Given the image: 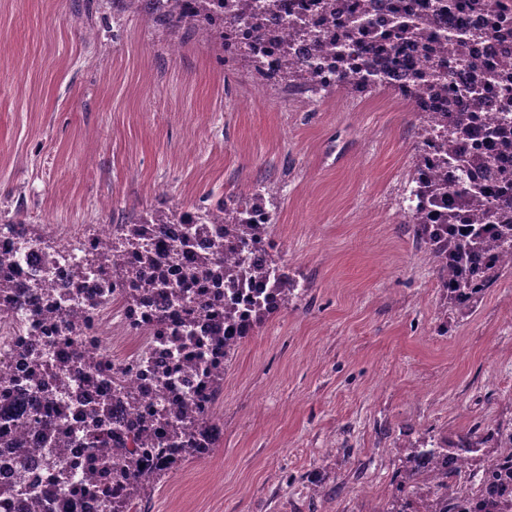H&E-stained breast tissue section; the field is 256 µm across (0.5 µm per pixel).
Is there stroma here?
Instances as JSON below:
<instances>
[{"label": "stroma", "mask_w": 512, "mask_h": 512, "mask_svg": "<svg viewBox=\"0 0 512 512\" xmlns=\"http://www.w3.org/2000/svg\"><path fill=\"white\" fill-rule=\"evenodd\" d=\"M219 53L117 0H0V211L122 224L275 185L274 254L306 290L229 359L218 451L142 506L381 512L400 444L512 421V272L444 313L403 218L414 102L265 87Z\"/></svg>", "instance_id": "1"}]
</instances>
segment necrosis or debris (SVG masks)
Listing matches in <instances>:
<instances>
[{
    "label": "necrosis or debris",
    "instance_id": "obj_1",
    "mask_svg": "<svg viewBox=\"0 0 512 512\" xmlns=\"http://www.w3.org/2000/svg\"><path fill=\"white\" fill-rule=\"evenodd\" d=\"M397 10L432 18L429 42L405 45L385 40ZM299 13L327 42L339 38L347 25L346 13L334 0H280L275 10L236 25L226 57L235 58L239 46L250 44L261 48L271 70L286 63L307 80L335 81L348 65L334 51L289 41L291 22ZM363 21L376 34L369 42L370 57L378 60L390 52L397 58L396 64L378 69V85L403 89L422 71L448 85V97L426 95L419 111H468V90L477 81L473 59L498 73L500 85L483 93L477 121L481 130L497 127L505 104L512 103V12L495 18L464 0H373ZM478 29L484 30L483 38H473ZM112 230L109 224H80L68 232L59 226L29 224L21 235L0 233V258L16 273L15 287L0 289V380L9 382L11 391L23 394L26 401L51 402L59 425L50 435L23 431L30 450L25 465H17L11 451L0 448V484L23 477L31 512H44L41 492L48 483L57 482L65 491L85 482L89 457L134 454L142 460L135 476L146 482L160 466L183 456L180 444L140 448L135 439L157 409L186 405L202 391L207 383L203 367L224 364L223 345L208 339L207 317H197L191 325L196 336L208 342L201 358L180 349L179 336L155 334L161 305L174 314L188 306V299L166 290L132 302L127 289L109 288L111 274L100 253ZM77 262L85 265L83 276L64 288ZM36 279L48 280V287H33ZM73 307L81 311V327L68 336L64 329ZM95 417L111 433L108 451L91 447L86 438Z\"/></svg>",
    "mask_w": 512,
    "mask_h": 512
}]
</instances>
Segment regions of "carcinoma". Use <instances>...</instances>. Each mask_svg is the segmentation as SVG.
<instances>
[{
  "instance_id": "obj_1",
  "label": "carcinoma",
  "mask_w": 512,
  "mask_h": 512,
  "mask_svg": "<svg viewBox=\"0 0 512 512\" xmlns=\"http://www.w3.org/2000/svg\"><path fill=\"white\" fill-rule=\"evenodd\" d=\"M152 4L153 13L170 33L197 35L224 46V22L243 15H256L259 6L252 0H123L129 10L138 11L143 2ZM351 16L349 31L336 42V54H356L365 30L356 25L367 11L365 0H340ZM401 39L431 36V19L415 21L401 16L397 21ZM293 33L316 44L320 34L302 16L293 22ZM276 83L302 87L305 82L292 67L276 76ZM436 113H426L424 134L413 157L408 206V223L423 245L446 303L458 314L469 312L476 301L512 271V165L496 163L505 153L512 154V117L501 114L496 131L482 134L477 149L469 148L476 136L473 115L447 113L446 130L440 140L427 131ZM452 170L448 179L446 170ZM492 171L487 183L473 180V172ZM273 188L256 189L249 198L226 195L209 205L188 210L151 209L134 220L120 224L116 234L124 248L105 247L103 259L112 277L132 276L133 287L144 291L166 288L157 258V246L166 239L170 224H194L196 233L183 237L177 245L164 243L165 258L179 277L182 288L224 286V295L215 294L204 308L211 309L212 335L224 337V360H229L243 339L273 314L289 298L297 295L300 284L273 258L274 244L268 236L269 223L257 224L252 210L266 209L265 195ZM224 225V234L212 242L207 252L193 250L195 238L209 232L208 225ZM24 403L8 392L0 395V418L23 422L45 433L53 430L52 409L39 405L30 413L21 412ZM181 425L169 428L168 438H154L156 421L143 429L138 443L163 447L166 440L188 435L192 428H204L208 412L184 407L178 411ZM0 448H12L17 462L29 448L17 430L0 427ZM140 460L124 458L120 476L126 479V494L108 498L106 512H127L142 501L145 485L135 480ZM395 494L381 512H512V423L491 429L471 428L454 439L432 435L403 447L395 473ZM22 478L10 485L0 484V512H29L22 493Z\"/></svg>"
}]
</instances>
